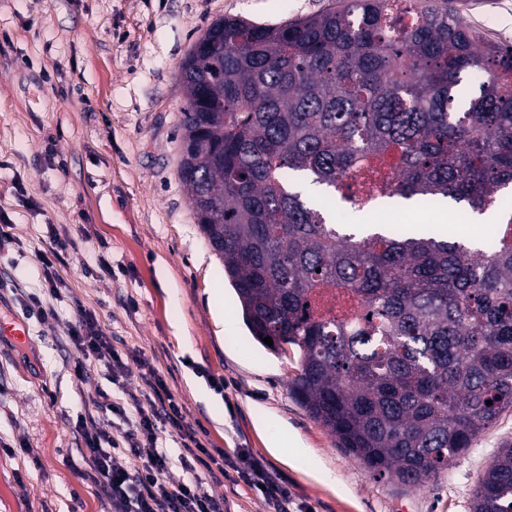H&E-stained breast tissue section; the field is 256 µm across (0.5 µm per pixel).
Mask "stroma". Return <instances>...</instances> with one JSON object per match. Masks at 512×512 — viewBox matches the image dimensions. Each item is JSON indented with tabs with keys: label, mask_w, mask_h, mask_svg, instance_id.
Wrapping results in <instances>:
<instances>
[{
	"label": "stroma",
	"mask_w": 512,
	"mask_h": 512,
	"mask_svg": "<svg viewBox=\"0 0 512 512\" xmlns=\"http://www.w3.org/2000/svg\"><path fill=\"white\" fill-rule=\"evenodd\" d=\"M339 0H0V512H112L75 470L84 399L112 390L106 371L74 375L65 331L78 307L97 312L114 347L140 351L164 377L210 452L247 449L309 512H470L498 448L512 445V410L484 429L456 464L401 490L371 476L311 419L288 384L298 358L253 339L224 263L200 234L177 164L187 101L182 62L220 17L279 24ZM486 38L512 44V0H448ZM349 224H447L449 238L483 240L493 227L448 224L437 208L382 203L344 209ZM63 243L61 301L29 315L46 286L50 234ZM107 252L111 274H92ZM224 382L215 391L212 379ZM284 438L297 453L269 451ZM224 512H273L241 481L204 477Z\"/></svg>",
	"instance_id": "obj_1"
}]
</instances>
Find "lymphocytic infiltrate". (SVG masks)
Here are the masks:
<instances>
[{"label": "lymphocytic infiltrate", "instance_id": "obj_1", "mask_svg": "<svg viewBox=\"0 0 512 512\" xmlns=\"http://www.w3.org/2000/svg\"><path fill=\"white\" fill-rule=\"evenodd\" d=\"M67 335L81 358L74 366L77 379H84L91 368L105 369L112 380H119L131 369L112 344L94 311L78 308L77 320ZM141 396L130 403L115 401L102 391L82 402L77 427L83 446L77 471L83 479L100 486L112 512H224L222 499L204 490L200 469H217L222 477L234 476L259 490L269 501L278 502L287 491L275 477L247 452L232 457H215L196 438L166 381L158 373L144 379ZM121 416L126 429L121 437L112 434L113 416ZM177 430L182 444L169 450L158 444L163 426ZM148 452H141V445ZM184 476L168 480L172 467Z\"/></svg>", "mask_w": 512, "mask_h": 512}]
</instances>
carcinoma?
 <instances>
[{
	"label": "carcinoma",
	"mask_w": 512,
	"mask_h": 512,
	"mask_svg": "<svg viewBox=\"0 0 512 512\" xmlns=\"http://www.w3.org/2000/svg\"><path fill=\"white\" fill-rule=\"evenodd\" d=\"M180 81L179 178L246 325L299 354L290 391L372 475L425 486L512 409V45L437 0L221 17ZM421 207L497 211L492 245L338 224L346 172ZM492 404H486V401ZM470 512H512V446Z\"/></svg>",
	"instance_id": "obj_1"
}]
</instances>
